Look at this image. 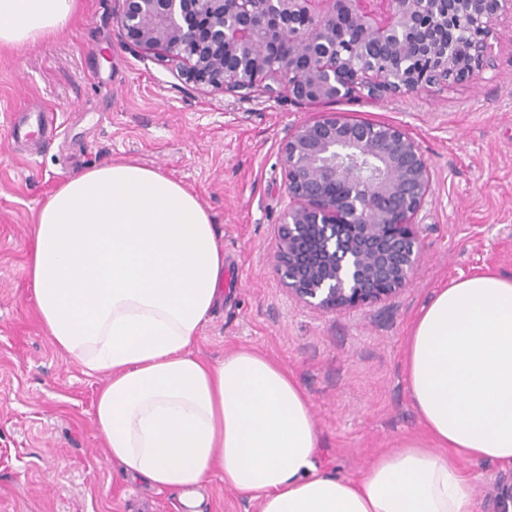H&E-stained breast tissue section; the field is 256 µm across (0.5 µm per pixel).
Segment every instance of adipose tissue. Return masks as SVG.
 <instances>
[{
    "instance_id": "obj_1",
    "label": "adipose tissue",
    "mask_w": 512,
    "mask_h": 512,
    "mask_svg": "<svg viewBox=\"0 0 512 512\" xmlns=\"http://www.w3.org/2000/svg\"><path fill=\"white\" fill-rule=\"evenodd\" d=\"M78 0H0V50L64 30ZM214 216L158 168L114 160L63 178L25 275L52 343L103 377L98 436L123 477L191 512L212 476L259 512H474L465 460L512 467V276L484 270L423 305L403 375L424 427L343 479L316 463L310 399L288 367L193 346L224 282Z\"/></svg>"
}]
</instances>
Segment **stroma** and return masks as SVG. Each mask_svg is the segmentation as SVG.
<instances>
[{
  "instance_id": "stroma-1",
  "label": "stroma",
  "mask_w": 512,
  "mask_h": 512,
  "mask_svg": "<svg viewBox=\"0 0 512 512\" xmlns=\"http://www.w3.org/2000/svg\"><path fill=\"white\" fill-rule=\"evenodd\" d=\"M54 38L0 52V512H181L176 493L123 478L93 423L102 380L56 348L24 274L35 215L58 180L118 159L158 167L217 221L230 288L195 350L254 349L306 390L325 472L360 478L423 426L402 378L408 329L437 288L487 268L512 275V15L490 23L478 79L414 97L356 95L298 104L286 91L224 92L186 81L177 62L135 48L121 0H79ZM58 112L49 138L14 142V115ZM342 112L405 129L433 174L417 218L411 284L389 301L323 315L297 304L272 263L288 204L280 147L289 129ZM476 512L512 468L468 461Z\"/></svg>"
}]
</instances>
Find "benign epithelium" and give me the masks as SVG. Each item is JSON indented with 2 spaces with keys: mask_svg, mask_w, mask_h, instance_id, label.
<instances>
[{
  "mask_svg": "<svg viewBox=\"0 0 512 512\" xmlns=\"http://www.w3.org/2000/svg\"><path fill=\"white\" fill-rule=\"evenodd\" d=\"M122 0L117 24L134 46L184 67L186 79L227 91L262 83L297 103L420 93L433 79L477 76L486 36L512 0ZM361 38L341 43L344 23ZM291 54L274 59L270 42ZM426 58L431 74L420 72ZM288 210L274 267L302 305L334 314L389 300L418 262L415 220L433 175L419 142L385 123L328 112L295 125L281 146ZM342 182L346 191L331 190ZM512 512V482L497 484Z\"/></svg>",
  "mask_w": 512,
  "mask_h": 512,
  "instance_id": "1",
  "label": "benign epithelium"
}]
</instances>
